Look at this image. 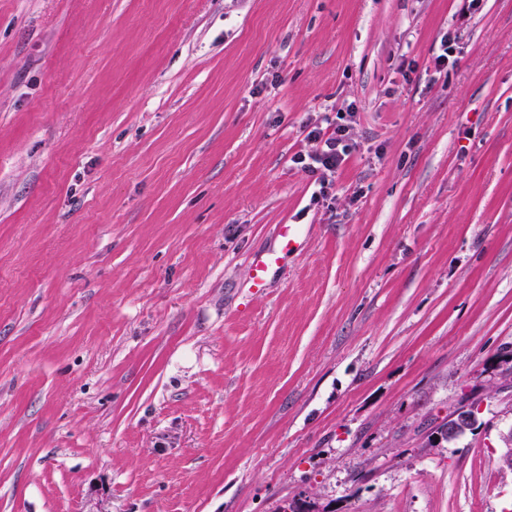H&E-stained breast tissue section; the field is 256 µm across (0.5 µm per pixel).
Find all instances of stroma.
Listing matches in <instances>:
<instances>
[{
	"mask_svg": "<svg viewBox=\"0 0 512 512\" xmlns=\"http://www.w3.org/2000/svg\"><path fill=\"white\" fill-rule=\"evenodd\" d=\"M511 447L512 0H0V512H512ZM456 37L448 38V35L441 40L439 53L433 58L435 71L441 73L448 67H453L456 64V56L454 55L456 48ZM348 129V125L336 124V121L333 122V119L324 116L307 135V138L315 143L314 150L307 155L299 154L294 158V162L303 164L307 171L313 174L321 172L320 185L323 188H326L325 177L336 173L348 155ZM307 158L310 162L304 163ZM275 236L278 241V249H273L253 257L250 288L255 292L263 291L268 287L270 279L280 268V263L284 255L294 251L300 244V225H277Z\"/></svg>",
	"mask_w": 512,
	"mask_h": 512,
	"instance_id": "35a3bbf8",
	"label": "stroma"
}]
</instances>
